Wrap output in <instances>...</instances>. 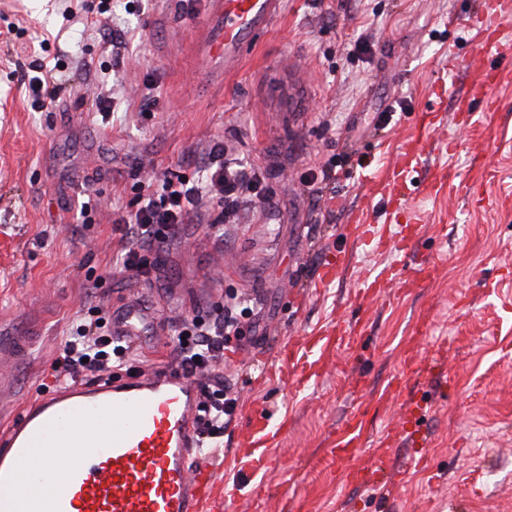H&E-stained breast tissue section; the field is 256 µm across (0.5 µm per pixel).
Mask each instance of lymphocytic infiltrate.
Wrapping results in <instances>:
<instances>
[{"instance_id":"f902f5d3","label":"lymphocytic infiltrate","mask_w":512,"mask_h":512,"mask_svg":"<svg viewBox=\"0 0 512 512\" xmlns=\"http://www.w3.org/2000/svg\"><path fill=\"white\" fill-rule=\"evenodd\" d=\"M257 178V172L231 171L219 165L194 181L162 180L158 189L147 194L134 222L124 227V269L148 277L149 255L160 241L162 230L177 229L201 205L219 208V222H233L240 204L251 200ZM251 315V309L239 298H230L224 303L222 319L207 322L195 318L184 322L182 337L174 342V350L186 372L215 375L213 385L203 389L201 402L206 410L202 445L213 451L220 448L224 426L239 401L237 391L216 375V365L223 358L225 341L240 335ZM103 326L100 319L91 325L77 326L54 362L55 372L67 376L85 371L97 374L123 363L127 346L105 333Z\"/></svg>"}]
</instances>
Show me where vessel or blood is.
<instances>
[{"label": "vessel or blood", "mask_w": 512, "mask_h": 512, "mask_svg": "<svg viewBox=\"0 0 512 512\" xmlns=\"http://www.w3.org/2000/svg\"><path fill=\"white\" fill-rule=\"evenodd\" d=\"M282 0H208L205 49L222 70L238 65L253 37L276 17ZM313 337L305 352L283 350L303 381L317 375ZM198 378L163 365L115 381L75 382L28 404L0 431V512H207L224 494L212 467L193 458L200 440ZM63 423L62 443L42 444L44 460L69 448L60 473L31 478L24 463L34 441ZM360 420H352L336 443V459L358 451ZM26 494H19V487Z\"/></svg>", "instance_id": "b4317fda"}]
</instances>
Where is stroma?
Listing matches in <instances>:
<instances>
[{
	"label": "stroma",
	"mask_w": 512,
	"mask_h": 512,
	"mask_svg": "<svg viewBox=\"0 0 512 512\" xmlns=\"http://www.w3.org/2000/svg\"><path fill=\"white\" fill-rule=\"evenodd\" d=\"M482 3L284 0L222 74L203 52L204 0H0V342L29 341L0 364V429L56 389L52 365L81 319H131L128 364L144 371L173 363L180 318L218 319L245 292L254 314L222 369L240 403L211 460L232 491L222 512H512V82L486 89L495 110L455 109L474 65L494 62L470 26ZM37 58L61 86L55 103L29 87ZM424 112L436 122L419 142ZM217 145L257 170L260 202L220 230L216 210L190 214L149 278L120 271L117 220L141 187L197 179ZM386 272L395 287L364 300ZM340 327L316 380L278 354ZM411 356L420 378L388 398ZM256 413L270 448L258 475L234 462ZM358 413L355 466L390 446L420 465L351 483L332 450Z\"/></svg>",
	"instance_id": "stroma-1"
}]
</instances>
